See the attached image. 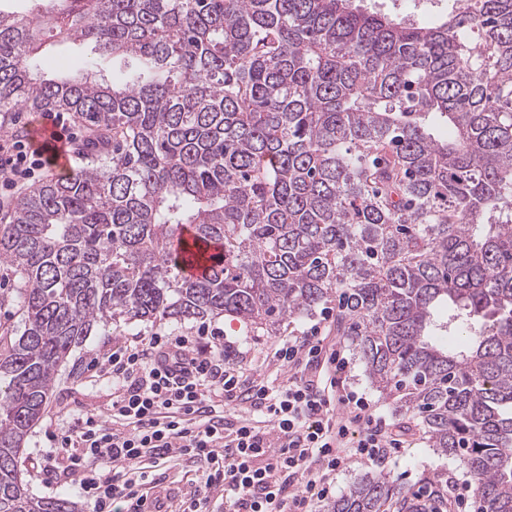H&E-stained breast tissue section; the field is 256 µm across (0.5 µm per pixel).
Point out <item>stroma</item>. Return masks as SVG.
<instances>
[{
	"instance_id": "stroma-1",
	"label": "stroma",
	"mask_w": 512,
	"mask_h": 512,
	"mask_svg": "<svg viewBox=\"0 0 512 512\" xmlns=\"http://www.w3.org/2000/svg\"><path fill=\"white\" fill-rule=\"evenodd\" d=\"M18 274L12 267L0 264V336H16L23 329L24 315L16 302ZM211 326L224 331L230 360L239 365L248 380L262 383L275 377L276 370L265 362L267 352L279 339L275 336L249 335L242 323L229 317L211 319ZM197 321L164 319L156 322L110 324L93 331L91 336L73 349L57 376L43 418L26 439L19 465L31 494L37 497L66 498L80 501L71 486L47 479L42 472L44 448L48 437L70 422L76 415L94 413L108 415L112 406L110 384L92 378L87 364L93 357L105 356L118 345L136 344L139 340L162 333L175 336L194 335ZM336 347L347 357L345 376L351 390L365 397L370 408L391 424L403 446L399 453L384 464L356 463L343 466L336 473V493L345 495L365 476L387 474L409 487L427 475L444 473L448 476V512H474V499L466 468L459 458L441 454L432 448L417 414L396 412L392 398L386 397L368 380L362 363L345 337H337ZM154 481L159 495L165 496L167 512H176L184 497L190 496L201 484V473L190 458L168 469L157 468Z\"/></svg>"
}]
</instances>
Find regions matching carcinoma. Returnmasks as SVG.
<instances>
[{
  "instance_id": "obj_1",
  "label": "carcinoma",
  "mask_w": 512,
  "mask_h": 512,
  "mask_svg": "<svg viewBox=\"0 0 512 512\" xmlns=\"http://www.w3.org/2000/svg\"><path fill=\"white\" fill-rule=\"evenodd\" d=\"M461 2L424 24L355 0L0 2V128L67 112L90 149L0 224L25 313L0 350V512H80L18 459L95 326L274 336L332 302L477 512H512V0ZM56 42L93 55L47 75ZM330 512H448V474L366 476Z\"/></svg>"
}]
</instances>
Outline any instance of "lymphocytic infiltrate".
<instances>
[{
  "instance_id": "obj_1",
  "label": "lymphocytic infiltrate",
  "mask_w": 512,
  "mask_h": 512,
  "mask_svg": "<svg viewBox=\"0 0 512 512\" xmlns=\"http://www.w3.org/2000/svg\"><path fill=\"white\" fill-rule=\"evenodd\" d=\"M49 163L24 139L0 140L6 187ZM269 360L287 370V381L246 385L223 331L206 324L193 336L157 333L92 359L89 370L112 384L111 412L76 417L53 434L45 470L76 487L92 512H112L117 500L140 512L150 467L189 457L203 485L181 512H209L216 492L228 512H313L335 492L339 465L397 453L386 419L346 390L347 361L320 325L283 340ZM232 404L247 405L249 415L228 433L217 409ZM354 429L361 436L351 447Z\"/></svg>"
}]
</instances>
